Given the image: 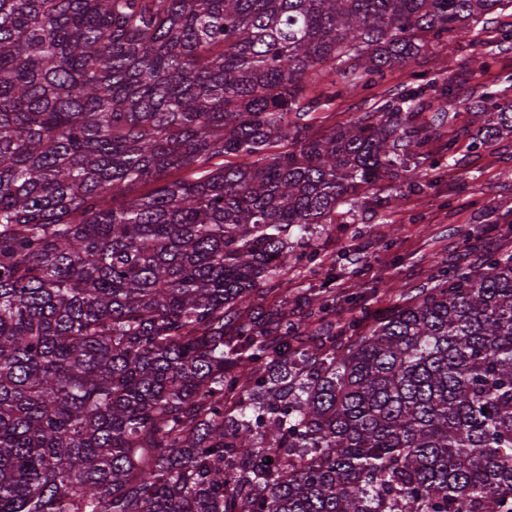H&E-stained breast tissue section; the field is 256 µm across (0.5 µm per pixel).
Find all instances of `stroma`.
I'll return each mask as SVG.
<instances>
[{
	"mask_svg": "<svg viewBox=\"0 0 512 512\" xmlns=\"http://www.w3.org/2000/svg\"><path fill=\"white\" fill-rule=\"evenodd\" d=\"M510 30L512 6L481 18L470 38L432 43L417 65L393 69L369 89L339 95L313 112V128L323 133L424 79L450 84L458 101L444 121L434 120L429 109L421 115L431 125L426 150L437 165L420 167L418 190L391 206L372 191L366 204L340 207L315 235L308 258L274 278L240 317L284 310L300 321L304 335L340 332L353 318L365 331L403 295L432 286L438 264L473 266L512 253V134L485 144L470 111L484 90L512 97V39L501 38ZM476 52L489 58V68L466 69ZM451 139L458 142L454 164L442 159ZM315 263L331 269L330 281L311 274ZM323 293L335 296L336 307L320 317L308 299Z\"/></svg>",
	"mask_w": 512,
	"mask_h": 512,
	"instance_id": "35a3bbf8",
	"label": "stroma"
}]
</instances>
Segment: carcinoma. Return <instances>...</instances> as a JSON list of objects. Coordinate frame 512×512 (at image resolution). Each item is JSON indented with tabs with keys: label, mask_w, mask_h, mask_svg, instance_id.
Masks as SVG:
<instances>
[{
	"label": "carcinoma",
	"mask_w": 512,
	"mask_h": 512,
	"mask_svg": "<svg viewBox=\"0 0 512 512\" xmlns=\"http://www.w3.org/2000/svg\"><path fill=\"white\" fill-rule=\"evenodd\" d=\"M509 5L0 0V512H512V253L344 344L232 321L338 207L418 188L455 96L310 113Z\"/></svg>",
	"instance_id": "obj_1"
}]
</instances>
